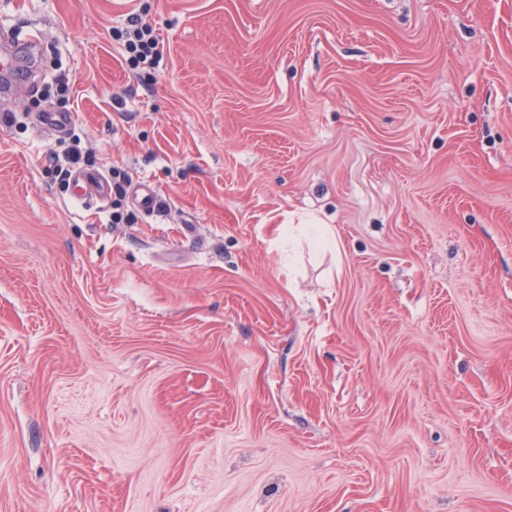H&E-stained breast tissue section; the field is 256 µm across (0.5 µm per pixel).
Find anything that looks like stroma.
<instances>
[{
    "instance_id": "35a3bbf8",
    "label": "stroma",
    "mask_w": 512,
    "mask_h": 512,
    "mask_svg": "<svg viewBox=\"0 0 512 512\" xmlns=\"http://www.w3.org/2000/svg\"><path fill=\"white\" fill-rule=\"evenodd\" d=\"M133 13L157 69L112 36ZM0 25L38 85L0 99V512H512V0ZM74 143L122 191L74 201ZM39 116V125L56 134L66 133L73 121L72 114L67 112H42ZM134 195L139 208L146 212H154L157 205L156 187L148 180L138 182L134 187ZM303 237L310 248L316 252L335 250L340 253V244L329 224H285L281 226V237L290 241L295 237Z\"/></svg>"
}]
</instances>
